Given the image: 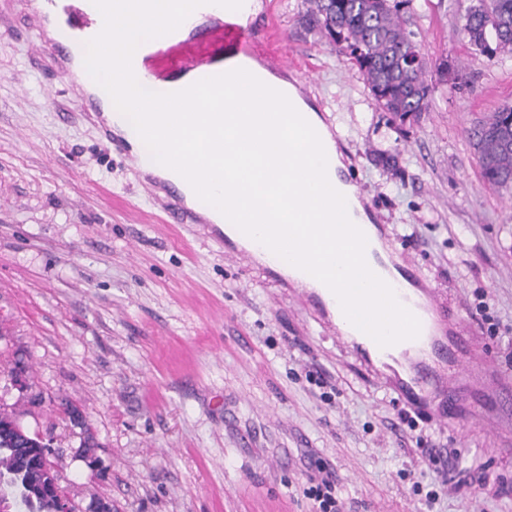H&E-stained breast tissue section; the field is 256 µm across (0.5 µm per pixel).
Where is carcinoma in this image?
I'll use <instances>...</instances> for the list:
<instances>
[{
    "instance_id": "obj_1",
    "label": "carcinoma",
    "mask_w": 512,
    "mask_h": 512,
    "mask_svg": "<svg viewBox=\"0 0 512 512\" xmlns=\"http://www.w3.org/2000/svg\"><path fill=\"white\" fill-rule=\"evenodd\" d=\"M311 19L325 36L342 46L358 68L376 104L390 122L420 119L428 111L432 86L427 69L412 65L420 51L394 0H311ZM463 35L477 53L512 57V0H477L468 8ZM470 138L482 180L497 189L512 188V105L479 121ZM14 419L0 412V497L21 503L27 512H55L54 485L36 482L44 469L38 441L16 440Z\"/></svg>"
}]
</instances>
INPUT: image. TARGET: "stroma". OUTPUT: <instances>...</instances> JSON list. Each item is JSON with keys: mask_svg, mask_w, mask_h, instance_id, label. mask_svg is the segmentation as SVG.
I'll use <instances>...</instances> for the list:
<instances>
[{"mask_svg": "<svg viewBox=\"0 0 512 512\" xmlns=\"http://www.w3.org/2000/svg\"><path fill=\"white\" fill-rule=\"evenodd\" d=\"M278 38L314 82L342 160L466 337L496 391L450 398L446 420L408 403L341 348L316 307L261 262L196 224H168L130 156L75 102L27 0H0V403L51 438L66 493L112 512H310L334 471L340 512H512V191L486 185L467 131L512 105V58L460 34L476 0H412L400 15L433 62L462 66L419 121L393 125L362 75L310 23V0H274ZM395 158V166L384 163ZM28 387L12 386L15 360ZM66 398L84 427L59 412ZM91 433L100 461L76 451ZM456 459H449V450ZM487 477L453 487L451 478ZM441 487L431 505L417 482Z\"/></svg>", "mask_w": 512, "mask_h": 512, "instance_id": "1", "label": "stroma"}]
</instances>
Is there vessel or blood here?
Here are the masks:
<instances>
[{
  "instance_id": "1",
  "label": "vessel or blood",
  "mask_w": 512,
  "mask_h": 512,
  "mask_svg": "<svg viewBox=\"0 0 512 512\" xmlns=\"http://www.w3.org/2000/svg\"><path fill=\"white\" fill-rule=\"evenodd\" d=\"M66 31L52 41L36 45V54L57 56L61 67H68L83 42L95 37L103 27V17L92 0H70L65 7ZM275 29L273 13L253 19L246 9L223 11L222 7L206 4L198 7L196 18L186 19L178 29L147 53L134 54L132 67L139 84L157 93L175 92L176 82L185 75L194 80L217 76L224 72L228 56L250 57L257 40H271ZM150 194H162L164 211L169 223L197 224L201 218L186 204L190 188L186 180L156 183L147 180ZM260 250L270 269L284 267L283 259L259 242L249 241L243 247L231 246L230 254L241 260L250 259L253 250ZM389 285L398 300L420 322L417 338L397 346H379L371 337L339 329L344 314L329 288L305 290L298 298L318 307L330 326L336 327V340L341 347L358 357L384 385L398 391L414 406L431 408L436 396L448 394L456 386L468 382L476 371H493L489 357L476 358L462 353L463 339L447 333L446 326L434 317L437 302L424 284L402 287L397 278Z\"/></svg>"
}]
</instances>
